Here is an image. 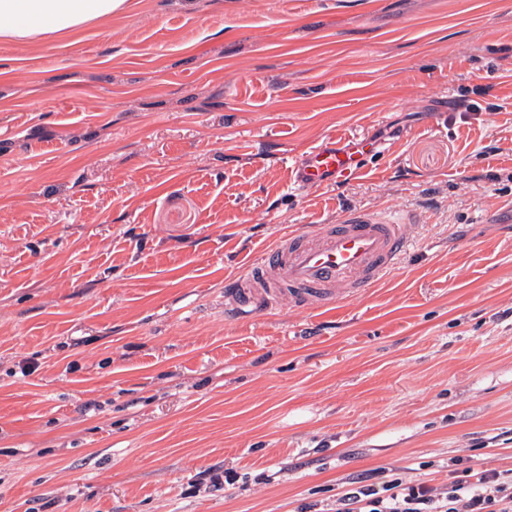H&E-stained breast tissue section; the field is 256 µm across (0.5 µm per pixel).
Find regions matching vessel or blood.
<instances>
[{
    "mask_svg": "<svg viewBox=\"0 0 512 512\" xmlns=\"http://www.w3.org/2000/svg\"><path fill=\"white\" fill-rule=\"evenodd\" d=\"M379 152L367 137L330 140L306 153L293 169L294 180L315 188L353 180ZM406 249L403 224L361 211L307 226L243 265L224 290V312L246 321L284 301L300 309L328 306L377 284Z\"/></svg>",
    "mask_w": 512,
    "mask_h": 512,
    "instance_id": "b4317fda",
    "label": "vessel or blood"
}]
</instances>
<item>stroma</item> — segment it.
Wrapping results in <instances>:
<instances>
[{"label": "stroma", "instance_id": "obj_1", "mask_svg": "<svg viewBox=\"0 0 512 512\" xmlns=\"http://www.w3.org/2000/svg\"><path fill=\"white\" fill-rule=\"evenodd\" d=\"M131 3L0 42V512L512 469V0ZM339 133L381 157L296 186ZM349 210L406 224L376 285L225 318L247 260Z\"/></svg>", "mask_w": 512, "mask_h": 512}]
</instances>
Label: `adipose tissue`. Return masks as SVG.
<instances>
[{"label":"adipose tissue","instance_id":"adipose-tissue-1","mask_svg":"<svg viewBox=\"0 0 512 512\" xmlns=\"http://www.w3.org/2000/svg\"><path fill=\"white\" fill-rule=\"evenodd\" d=\"M128 7L129 0H0V39L32 43L77 34Z\"/></svg>","mask_w":512,"mask_h":512}]
</instances>
